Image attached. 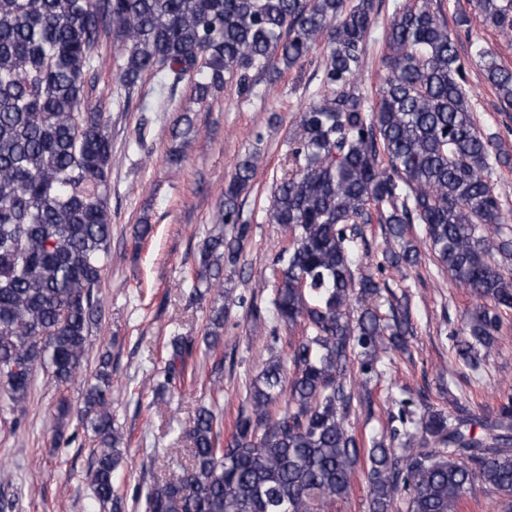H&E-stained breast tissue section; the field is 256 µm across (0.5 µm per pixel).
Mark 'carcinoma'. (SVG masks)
<instances>
[{
    "instance_id": "1",
    "label": "carcinoma",
    "mask_w": 512,
    "mask_h": 512,
    "mask_svg": "<svg viewBox=\"0 0 512 512\" xmlns=\"http://www.w3.org/2000/svg\"><path fill=\"white\" fill-rule=\"evenodd\" d=\"M376 0H0V413L16 430L37 368L64 390L91 351L101 317L99 288L112 236L107 186L112 139L104 115L85 105L93 63L113 38L120 81L130 92L147 75L161 88L192 83L207 101L238 77L275 58L289 68L318 45L323 94L300 115L288 142L292 169L276 185L270 219L289 233L275 260L270 300L275 318L302 327L290 352L265 363L246 396L228 442L221 418L201 406L185 431L189 465L180 477L137 492L145 512H331L353 489L363 461L371 512H459L477 484L508 499L512 512V397L490 416L459 406L417 413L399 401L389 438L357 441L346 416L361 391L382 375V357L406 344L407 311L379 303L383 274L419 261L417 249L388 248L367 273L359 264L363 225L377 221L395 241L424 225L431 250L454 284L484 303L469 316L456 358L475 370L478 348L492 347L512 309V257L501 201L491 185L502 162L494 137L481 131L468 102L457 37L432 0L395 9L381 57L384 76L368 105L359 76ZM483 21L512 34V0H474ZM471 60L512 106V70L478 42ZM258 158L242 159L224 185L219 221L192 273L195 287L217 289L202 342L223 341L224 268L239 261L251 225L241 197ZM367 303L351 322L353 300ZM171 359L158 389L183 385L189 336L169 341ZM358 360V376L347 375ZM108 354L82 393L77 419L95 448L86 480L99 512H122L115 486L123 434L112 420ZM72 413L57 401V444Z\"/></svg>"
}]
</instances>
